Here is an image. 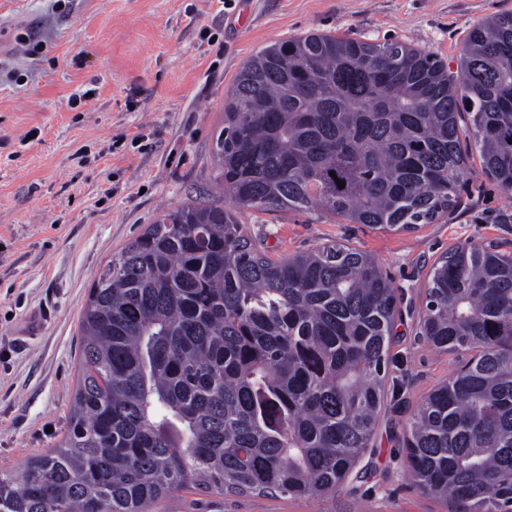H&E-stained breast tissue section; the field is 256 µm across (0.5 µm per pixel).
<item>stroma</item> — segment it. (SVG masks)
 <instances>
[{
	"instance_id": "1",
	"label": "stroma",
	"mask_w": 512,
	"mask_h": 512,
	"mask_svg": "<svg viewBox=\"0 0 512 512\" xmlns=\"http://www.w3.org/2000/svg\"><path fill=\"white\" fill-rule=\"evenodd\" d=\"M512 0H0V470L57 447L79 375L78 321L102 267L187 198L219 199L210 145L243 65L335 31L455 63L471 26ZM86 95L72 105L73 96ZM452 219L384 233L305 211L239 213L272 258L342 240L400 294L373 446L314 499L179 489L149 512H451L406 478L402 437L453 368L417 336L433 265L463 240L512 253V191L472 168Z\"/></svg>"
}]
</instances>
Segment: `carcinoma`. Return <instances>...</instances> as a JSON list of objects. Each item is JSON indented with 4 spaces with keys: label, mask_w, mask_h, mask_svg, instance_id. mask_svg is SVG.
<instances>
[{
    "label": "carcinoma",
    "mask_w": 512,
    "mask_h": 512,
    "mask_svg": "<svg viewBox=\"0 0 512 512\" xmlns=\"http://www.w3.org/2000/svg\"><path fill=\"white\" fill-rule=\"evenodd\" d=\"M474 154L512 190V14L474 25L454 68L332 32L268 45L211 144L238 205L386 232L453 216ZM398 316L371 254L331 240L274 260L237 211L189 199L101 269L67 436L21 479L0 471V512H146L189 484L334 494L372 447ZM418 328L458 365L410 420L411 483L463 512H512V255L456 245Z\"/></svg>",
    "instance_id": "carcinoma-1"
}]
</instances>
